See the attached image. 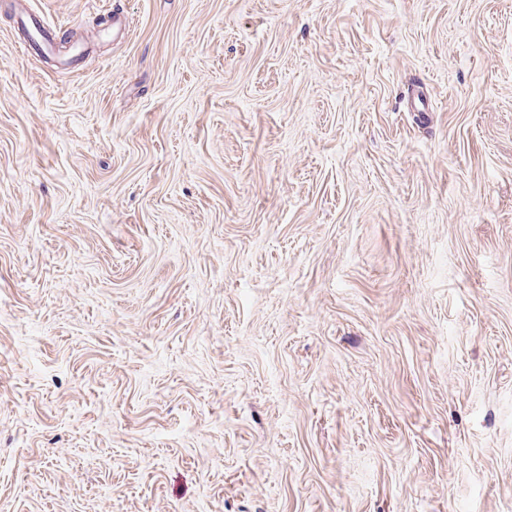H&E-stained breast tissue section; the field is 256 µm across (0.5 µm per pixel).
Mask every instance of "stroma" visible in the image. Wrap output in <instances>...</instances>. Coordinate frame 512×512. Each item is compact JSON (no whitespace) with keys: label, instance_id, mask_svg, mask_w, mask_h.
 Returning a JSON list of instances; mask_svg holds the SVG:
<instances>
[{"label":"stroma","instance_id":"obj_1","mask_svg":"<svg viewBox=\"0 0 512 512\" xmlns=\"http://www.w3.org/2000/svg\"><path fill=\"white\" fill-rule=\"evenodd\" d=\"M29 8L0 512H512V0ZM19 23L25 32L19 49L24 55L35 56L47 53L55 48L60 39L61 27L47 23L35 12L23 11L19 13Z\"/></svg>","mask_w":512,"mask_h":512}]
</instances>
